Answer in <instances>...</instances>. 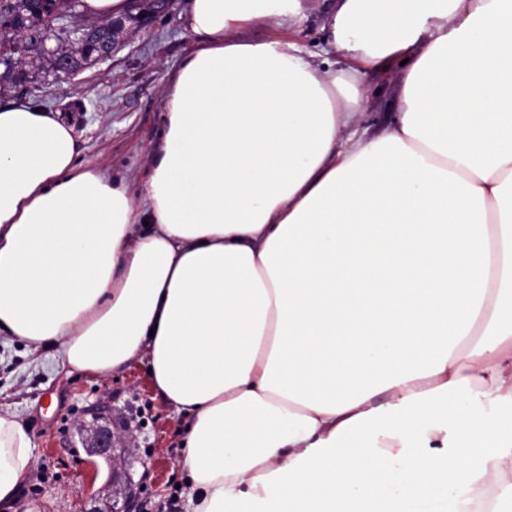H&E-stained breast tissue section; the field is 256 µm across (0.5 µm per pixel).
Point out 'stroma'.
<instances>
[{"mask_svg":"<svg viewBox=\"0 0 512 512\" xmlns=\"http://www.w3.org/2000/svg\"><path fill=\"white\" fill-rule=\"evenodd\" d=\"M184 0L160 12L130 6L116 49L71 77L57 76L49 58L17 70L0 64V104L31 101L74 126L83 163L129 178L144 175L163 127L162 92L168 75L192 48L180 20ZM331 0H301L289 36L311 52L325 44ZM365 125L385 129L398 109V87L383 74L363 82ZM53 351L27 354L0 335V405L28 424L34 461L18 494L41 512H107L112 472L86 445L103 420L116 435L115 452L135 462L127 490L130 512H187L181 467L186 423L152 387L148 362L135 359L106 372L56 374Z\"/></svg>","mask_w":512,"mask_h":512,"instance_id":"obj_1","label":"stroma"}]
</instances>
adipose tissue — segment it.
Masks as SVG:
<instances>
[{
	"instance_id": "obj_1",
	"label": "adipose tissue",
	"mask_w": 512,
	"mask_h": 512,
	"mask_svg": "<svg viewBox=\"0 0 512 512\" xmlns=\"http://www.w3.org/2000/svg\"><path fill=\"white\" fill-rule=\"evenodd\" d=\"M186 0L138 186L0 106V333L58 372L147 358L191 512H501L512 499V0ZM399 107L362 126V71ZM484 402L477 416L475 402ZM0 410V512L33 465ZM335 1L302 0L300 19L296 27L289 31V37L305 50L319 52L321 47L325 46L327 35V30H323V26Z\"/></svg>"
}]
</instances>
